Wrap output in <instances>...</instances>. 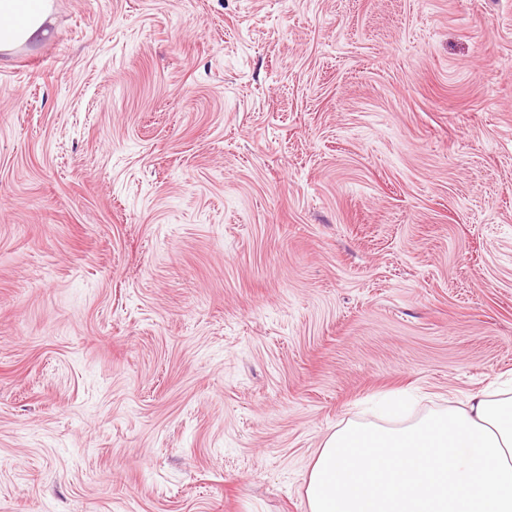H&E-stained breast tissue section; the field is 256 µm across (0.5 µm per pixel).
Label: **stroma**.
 <instances>
[{"mask_svg": "<svg viewBox=\"0 0 512 512\" xmlns=\"http://www.w3.org/2000/svg\"><path fill=\"white\" fill-rule=\"evenodd\" d=\"M0 52V512H308L338 424L512 376V0H53Z\"/></svg>", "mask_w": 512, "mask_h": 512, "instance_id": "35a3bbf8", "label": "stroma"}]
</instances>
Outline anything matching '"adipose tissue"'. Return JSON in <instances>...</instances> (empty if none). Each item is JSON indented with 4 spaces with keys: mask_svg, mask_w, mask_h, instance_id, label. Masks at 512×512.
Returning a JSON list of instances; mask_svg holds the SVG:
<instances>
[{
    "mask_svg": "<svg viewBox=\"0 0 512 512\" xmlns=\"http://www.w3.org/2000/svg\"><path fill=\"white\" fill-rule=\"evenodd\" d=\"M52 0H0V52L48 34ZM347 422L318 449L308 512H512V381L401 426Z\"/></svg>",
    "mask_w": 512,
    "mask_h": 512,
    "instance_id": "adipose-tissue-1",
    "label": "adipose tissue"
}]
</instances>
